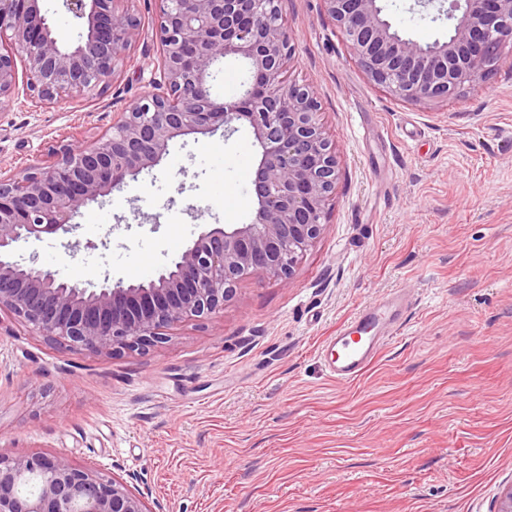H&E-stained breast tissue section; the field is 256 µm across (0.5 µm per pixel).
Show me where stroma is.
Masks as SVG:
<instances>
[{"instance_id":"obj_1","label":"stroma","mask_w":512,"mask_h":512,"mask_svg":"<svg viewBox=\"0 0 512 512\" xmlns=\"http://www.w3.org/2000/svg\"><path fill=\"white\" fill-rule=\"evenodd\" d=\"M379 4L403 36L448 37L436 8ZM281 10L283 77L314 87L339 160L321 236L291 277L247 276L144 351L64 350L1 314L0 454L136 475L167 512H493L512 484V43L483 88L428 105L374 85L323 0ZM157 65L139 43L116 86L0 108V174L109 132ZM259 160L245 125L175 138L75 234L11 258L149 281L201 232L250 222ZM399 288L415 298L402 327L360 377L333 379L323 340Z\"/></svg>"}]
</instances>
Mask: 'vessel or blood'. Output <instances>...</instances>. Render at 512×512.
I'll list each match as a JSON object with an SVG mask.
<instances>
[{
  "instance_id": "vessel-or-blood-1",
  "label": "vessel or blood",
  "mask_w": 512,
  "mask_h": 512,
  "mask_svg": "<svg viewBox=\"0 0 512 512\" xmlns=\"http://www.w3.org/2000/svg\"><path fill=\"white\" fill-rule=\"evenodd\" d=\"M409 298L396 292L392 300L365 307L342 323L319 352L329 375L337 381L358 378L379 354L387 336L405 321Z\"/></svg>"
}]
</instances>
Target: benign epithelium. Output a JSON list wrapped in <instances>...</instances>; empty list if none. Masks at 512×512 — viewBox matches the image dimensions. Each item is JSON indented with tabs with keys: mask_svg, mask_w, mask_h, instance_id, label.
<instances>
[{
	"mask_svg": "<svg viewBox=\"0 0 512 512\" xmlns=\"http://www.w3.org/2000/svg\"><path fill=\"white\" fill-rule=\"evenodd\" d=\"M40 2L0 0V106L19 99V62L29 98L54 104L115 80L132 44L148 35L159 47V77L92 144L53 151L22 177H0V312L65 349L113 355L154 347L187 319L211 318L247 275L291 276L324 230L339 169L313 87L282 80L294 48L280 0H161L150 34L120 0H64L83 23L69 47ZM377 2L324 0L369 78L403 100L439 103L478 88L512 42V0H452L448 38L425 45L402 36ZM230 58L247 62L246 88L219 98L211 80ZM239 123L261 149L251 222L199 234L157 278L126 285L106 275L97 286L9 259L21 243L74 233L80 208L157 165L174 138L220 127L227 136ZM33 476L38 490L20 492ZM0 512L164 510L127 479L34 453L0 455Z\"/></svg>",
	"mask_w": 512,
	"mask_h": 512,
	"instance_id": "obj_1",
	"label": "benign epithelium"
}]
</instances>
